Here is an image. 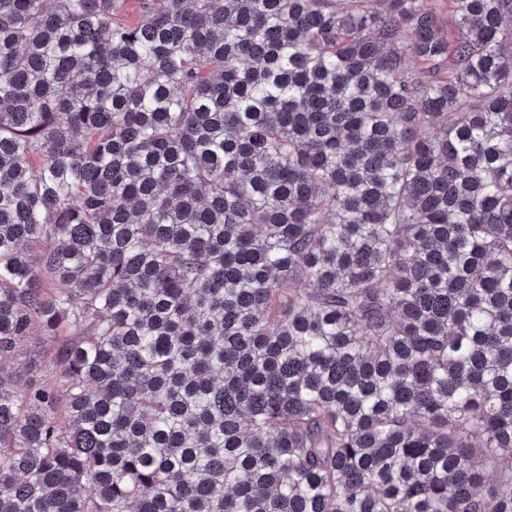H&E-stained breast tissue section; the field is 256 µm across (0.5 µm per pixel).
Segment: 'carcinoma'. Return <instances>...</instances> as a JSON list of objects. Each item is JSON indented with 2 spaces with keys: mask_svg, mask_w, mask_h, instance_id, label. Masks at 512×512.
<instances>
[{
  "mask_svg": "<svg viewBox=\"0 0 512 512\" xmlns=\"http://www.w3.org/2000/svg\"><path fill=\"white\" fill-rule=\"evenodd\" d=\"M125 2L0 0V512H512V0ZM45 337L42 335L39 328H36L33 334L22 344L21 351L26 356L40 357L42 365L48 368L53 362L52 351L48 350L45 343Z\"/></svg>",
  "mask_w": 512,
  "mask_h": 512,
  "instance_id": "cac0c4a2",
  "label": "carcinoma"
}]
</instances>
